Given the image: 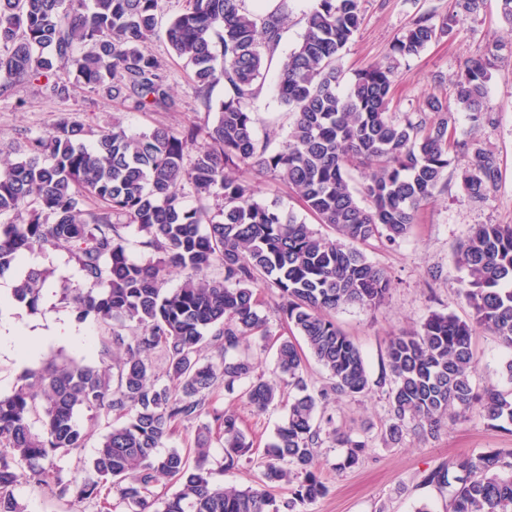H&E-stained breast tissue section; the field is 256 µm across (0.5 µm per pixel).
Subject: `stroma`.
Returning a JSON list of instances; mask_svg holds the SVG:
<instances>
[{"instance_id":"35a3bbf8","label":"stroma","mask_w":512,"mask_h":512,"mask_svg":"<svg viewBox=\"0 0 512 512\" xmlns=\"http://www.w3.org/2000/svg\"><path fill=\"white\" fill-rule=\"evenodd\" d=\"M431 9L442 15L453 13L455 0H362L363 23L340 60L345 81H352L357 72L382 60L412 18ZM497 44L512 46V25L502 20L499 0H485L482 10L466 17L458 31L433 41L418 56L399 61L393 111H416L429 93L453 99L454 84L465 62L486 54ZM149 49L161 63L171 94L181 104L179 111H134L84 86L77 87L68 98L49 99L38 86L29 85L0 96V156L19 159L26 137L46 133L64 114L95 130L111 125L117 118L126 129L137 133L159 126L178 128L193 122H215L216 112L207 111L196 97L189 66L172 53L165 40H153ZM262 73L252 104L256 131L258 136H270L277 147L288 134L291 118L275 88L276 64L265 65ZM484 106L493 115L494 124L475 129L464 113L455 111L451 117L458 139L494 152L502 173L498 190L486 202L474 203L461 185L458 166L450 165L445 187L421 207L405 238L394 245L373 240L363 248L367 259L384 269L391 281L385 301L373 309L343 306L332 315L359 347L370 388L354 400L336 398L325 414L341 431L368 438L371 451L354 468L340 472L336 464L343 450L332 440H325L317 468L328 492L309 505V512H416L423 505L431 512H446L447 495L423 482L429 471L488 448H512V432L478 419L450 418L436 434L409 433L396 444L384 437L390 389L386 348L390 336L417 326L433 311L469 318L470 309L458 292L463 273L454 261V253L472 225L512 224V64L501 62L493 69ZM41 255L51 276L38 311L27 315L29 324L48 330L57 324L77 322L85 338L78 344L45 340L32 358L23 361L12 352H0L1 394L11 393L20 376L29 371L66 361L98 368L104 365L100 351L106 330L95 315L77 317L61 300L62 287H85L83 272L67 252L48 248ZM473 347L479 359L477 389L511 391L512 381L503 367L512 359V348L482 331L476 333ZM210 399L217 409H229L239 416L254 448L250 460L229 468L224 464L221 439L211 435L209 467L214 482L238 488L255 484L265 449L287 414L285 405L259 412L240 393L231 394L221 388L214 390ZM76 419L86 431L85 446L81 452L62 457L59 465L65 478L81 480L91 476V460L107 428L105 420H90L84 411L78 412ZM15 496L24 512H100L96 501L60 500L48 487L33 483H21Z\"/></svg>"}]
</instances>
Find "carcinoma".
I'll return each instance as SVG.
<instances>
[{
  "label": "carcinoma",
  "instance_id": "1",
  "mask_svg": "<svg viewBox=\"0 0 512 512\" xmlns=\"http://www.w3.org/2000/svg\"><path fill=\"white\" fill-rule=\"evenodd\" d=\"M162 2L93 0L89 8L85 0H0V93L36 82L47 97L64 99L78 83L137 111L176 112L180 104L148 50L161 33L191 65L206 109L211 90L224 84L210 126L130 133L116 122L89 142L84 124L62 117L49 132L26 138L20 159H0V277L37 248L66 251L87 287L65 289L62 300L80 318L94 313L121 350L101 369L69 362L27 372L11 394L0 395V512H21L15 488L23 481L109 510L115 496L128 512H307L328 492L316 469L323 436L345 449L338 471L368 450L365 441L337 429L325 434L316 422L331 396L355 399L369 389L359 348L329 317L345 305L375 308L388 294L387 273L360 246L405 237L420 207L441 191L453 158L475 203L501 181L492 151L449 132L442 97L427 94L416 112L391 109L395 62L448 34L483 0H456L459 11L449 17L418 14L388 60L360 71L344 92L338 61L360 28L361 0H314L301 40L279 65L278 94L294 119L277 149L258 138L251 103L263 52L274 54L282 41L288 0L265 14L244 0H186L163 30ZM501 50L469 61L455 83L458 109L474 128L491 122L484 100ZM357 163L368 169L359 190L349 177ZM240 170L272 174L335 236L258 202L256 182L234 175ZM188 192L197 201L192 207ZM130 227L157 257H131ZM455 260L465 272L460 293L470 318L433 311L419 328L389 340L392 442L410 428L432 432L445 418L475 410L490 425L512 423L511 393L476 390L472 348L479 330L512 347V224L473 226ZM216 267L222 276L208 278ZM173 269L183 279L168 290ZM47 278V270L27 268L14 299L37 310ZM262 285L278 291L274 315L301 336L329 385L309 388L302 353L290 340L276 347L278 378L253 376L246 341L272 335L260 310ZM209 348L220 363L203 361ZM154 352L163 360L161 375L148 359ZM163 376L169 383H160ZM243 379L249 384L242 395L259 412L281 402L287 386L297 394L265 450L259 482L237 490L211 481L209 425L192 455L160 448L178 425L208 416L223 434L227 465L251 456L238 416L209 401L219 385L232 393ZM81 410L115 421L92 459L95 479L79 483L65 479L55 460L84 447L75 418ZM162 478L178 491L155 498ZM426 481L448 493L449 512H512V448L466 455ZM281 482L292 491L279 502L272 488Z\"/></svg>",
  "mask_w": 512,
  "mask_h": 512
}]
</instances>
